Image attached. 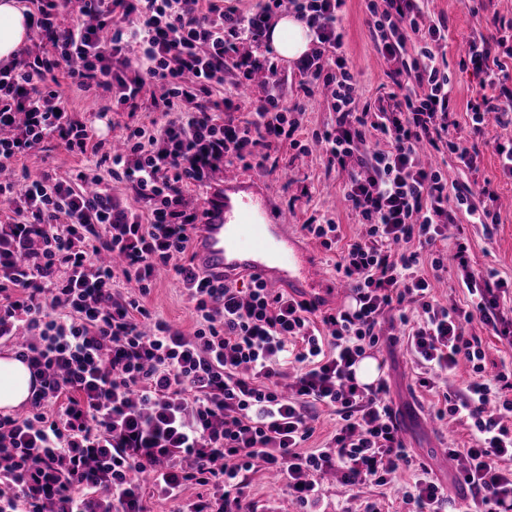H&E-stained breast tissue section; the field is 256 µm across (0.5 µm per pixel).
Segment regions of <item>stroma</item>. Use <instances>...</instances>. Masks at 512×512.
<instances>
[{"mask_svg": "<svg viewBox=\"0 0 512 512\" xmlns=\"http://www.w3.org/2000/svg\"><path fill=\"white\" fill-rule=\"evenodd\" d=\"M432 12L448 18V41L446 47L448 76L452 95L457 103L456 127L449 135L455 139L468 136V118L465 114L467 102L482 89V75L461 68L459 55L469 40L478 34L493 31V17L512 19V0H432ZM367 0H346L343 25L346 32V48L350 62L357 73L368 99L374 100L392 90L389 68L376 53L369 33ZM296 71L288 73L287 104L303 103L304 112L297 116L300 124L298 137L309 144L308 153L301 154L289 143H282L276 153L277 169L245 168L236 162L225 166L224 175L230 179L254 182L263 186L273 203L288 213L292 230L298 235L300 245L309 248L314 261L328 276H335L336 251H328L313 239L303 226L311 215L326 216L340 224L346 238L365 235L366 228L359 224L355 215L343 201V176L329 170L321 147L312 143L313 133L330 123L333 114L330 103L324 97L305 98ZM512 137V125L503 126L489 121L486 139L480 143L478 172L463 168L454 157L432 152L428 159L440 166L449 184L478 189L484 182H491L499 200V221L490 226L470 224L465 212H458V223L464 224L470 243L472 266L476 272L494 271L499 278L512 283V178L505 177L500 169L495 152V139ZM30 172L46 171L63 177L75 169L97 172L106 177L105 169L97 168L93 156H76L67 152L63 145L49 142L45 151L35 153L24 161ZM309 189L310 200L300 197L302 189ZM146 303L152 312L185 332H192L193 318L176 278L163 275L151 289ZM383 338L373 353L383 365L388 381V400L394 408L402 426V436L410 449L414 464L430 467L434 479L448 489L456 512H465L470 491L462 481L464 458L449 456L452 448L468 447L473 443L470 425L466 420L447 417L436 421L431 405L436 397L416 385V369L397 339L402 335L400 326L390 320L381 324ZM413 473L403 470L396 473L387 485L365 483L349 489L338 480L324 481V512H363L365 503H375L378 512H406L402 495L411 483ZM249 498L254 512H266L268 507H278L280 512H300L286 486L275 483L262 470L249 475Z\"/></svg>", "mask_w": 512, "mask_h": 512, "instance_id": "35a3bbf8", "label": "stroma"}]
</instances>
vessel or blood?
<instances>
[{
	"mask_svg": "<svg viewBox=\"0 0 512 512\" xmlns=\"http://www.w3.org/2000/svg\"><path fill=\"white\" fill-rule=\"evenodd\" d=\"M203 212L194 239L198 269L227 277L244 272L276 289L293 288L298 298H317L325 273L308 263L288 235L287 213L273 212L264 193L228 187L223 196L210 198Z\"/></svg>",
	"mask_w": 512,
	"mask_h": 512,
	"instance_id": "obj_1",
	"label": "vessel or blood"
}]
</instances>
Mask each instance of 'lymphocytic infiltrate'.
<instances>
[{"label":"lymphocytic infiltrate","mask_w":512,"mask_h":512,"mask_svg":"<svg viewBox=\"0 0 512 512\" xmlns=\"http://www.w3.org/2000/svg\"><path fill=\"white\" fill-rule=\"evenodd\" d=\"M312 36L295 64L305 96L328 91L334 118L315 133L364 237L309 217L351 291L341 309L296 300L257 277L245 286L200 272L191 252L201 222L185 193L216 189L214 171L250 160L267 168L297 120L281 108L288 76L267 37L281 0L246 12L221 0H31L36 48L0 66V343L35 381L29 407L0 415V512H148L142 476L178 512H249L246 476L277 474L305 512H317L322 475L345 486L387 484L410 466L387 400L388 383L359 385L353 371L378 345L380 320L397 312L420 386L468 363L462 395H443L438 418L470 420L464 449L467 512H512V364L486 376L480 321L503 339L507 282L472 271L465 244L453 255L469 293L464 308L438 303L430 272L458 210L494 224L490 186L449 191L422 146L446 149L476 169L486 118L512 123V20L468 44L462 65L489 93L468 101L470 144L449 138L456 102L442 49L448 21L430 0H369V32L395 86L369 102L345 53V0H292ZM103 91L127 113L118 145L80 119L61 87ZM150 98L154 133L131 121ZM248 111V121L238 112ZM55 139L94 155L107 178L16 170ZM133 190L129 206L115 184ZM173 270L192 308V333L143 302ZM135 284L130 296L117 278ZM339 417L333 436L308 448L317 408ZM196 486L195 498L184 497ZM413 512H447L444 487L417 469L403 496Z\"/></svg>","instance_id":"obj_1"}]
</instances>
